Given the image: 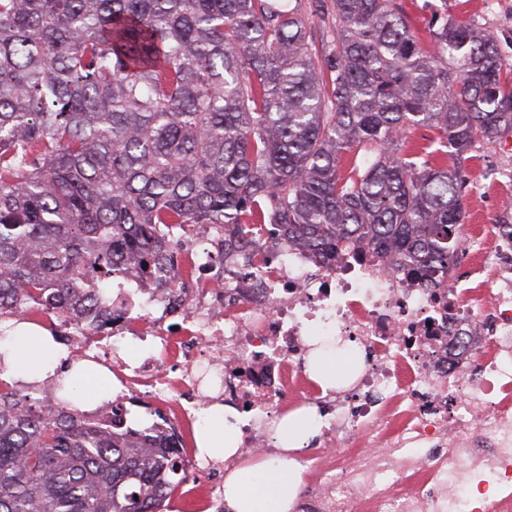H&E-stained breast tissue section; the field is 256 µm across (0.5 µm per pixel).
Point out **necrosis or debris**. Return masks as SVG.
Returning <instances> with one entry per match:
<instances>
[{"mask_svg": "<svg viewBox=\"0 0 512 512\" xmlns=\"http://www.w3.org/2000/svg\"><path fill=\"white\" fill-rule=\"evenodd\" d=\"M220 235L184 225L193 287H155L128 269L114 279L111 325L53 322L69 358L151 337L146 357L119 361L122 387L143 380L173 404L215 389L244 417L242 452L270 455L283 397L313 385L307 337L347 338L364 362L349 386L315 395L337 451L312 512H512V226L466 242L471 278L429 281L352 254L319 265L296 248L224 260ZM176 349L184 370L173 377ZM357 431L366 447H338Z\"/></svg>", "mask_w": 512, "mask_h": 512, "instance_id": "4bbe7bcc", "label": "necrosis or debris"}]
</instances>
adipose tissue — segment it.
<instances>
[{
	"mask_svg": "<svg viewBox=\"0 0 512 512\" xmlns=\"http://www.w3.org/2000/svg\"><path fill=\"white\" fill-rule=\"evenodd\" d=\"M65 353L50 334H36L33 325L21 322L0 341V362L17 378L42 380L55 375ZM64 382L83 387L82 409L91 411L119 392L105 370L90 362L73 364ZM320 433L316 408L304 407L284 414L272 434L276 455L239 458L240 418L229 405L203 408L194 431L200 461L222 459L233 466L224 474L225 512H293L302 484L299 456Z\"/></svg>",
	"mask_w": 512,
	"mask_h": 512,
	"instance_id": "ef3b65f1",
	"label": "adipose tissue"
}]
</instances>
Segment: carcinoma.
<instances>
[{"label":"carcinoma","mask_w":512,"mask_h":512,"mask_svg":"<svg viewBox=\"0 0 512 512\" xmlns=\"http://www.w3.org/2000/svg\"><path fill=\"white\" fill-rule=\"evenodd\" d=\"M504 67L487 28L423 39L397 0H0V317L111 322L125 266L181 274L183 224L449 272L464 163L512 136ZM56 390L0 391V512H159L189 478L171 436Z\"/></svg>","instance_id":"obj_1"}]
</instances>
